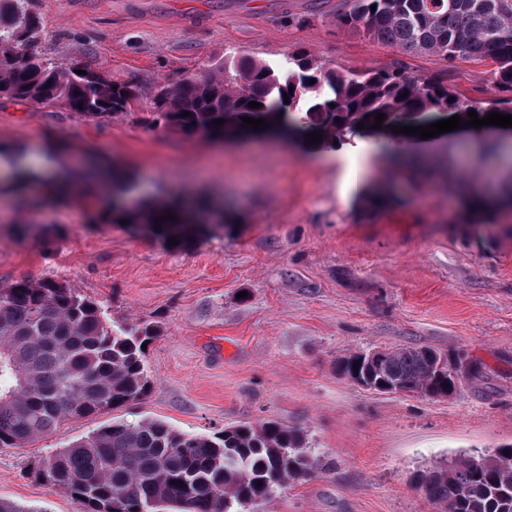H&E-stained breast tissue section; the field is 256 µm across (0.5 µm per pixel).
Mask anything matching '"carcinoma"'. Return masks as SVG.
Returning <instances> with one entry per match:
<instances>
[{
  "mask_svg": "<svg viewBox=\"0 0 512 512\" xmlns=\"http://www.w3.org/2000/svg\"><path fill=\"white\" fill-rule=\"evenodd\" d=\"M31 0H0V98L34 106H64L87 118L123 115L136 100L77 61L60 62L25 51L38 29ZM376 9H371V5ZM336 25L380 44L428 55L444 67L418 75L406 63L385 70L339 69L306 52L288 57V69L242 58L194 75L157 94L150 122L186 138L252 134L244 117L263 119L267 129L302 139L322 133L334 141L378 113L381 149L400 153L398 141L415 134L392 132L396 125L428 126L474 110L512 116V0H351ZM458 61L490 62L487 87L469 90L448 83ZM293 92L289 102L283 93ZM261 103L259 108L249 102ZM190 115L185 116L183 112ZM223 120L220 126L214 122ZM482 161L495 162L500 144L478 138ZM15 187L40 178L23 150L0 144V167ZM448 189L464 208L487 211L493 201L464 196L463 179L448 176ZM126 223L167 241L205 232L223 222L208 200L186 206L171 192L141 198L135 208L113 207ZM171 214L174 219H164ZM158 336L155 326L114 325L101 305L55 280H23L0 287V448H21L68 420L105 414L140 401L151 388L143 345ZM428 346L388 349L363 379L374 387L399 385L425 398L457 397L463 382L439 364ZM325 467L307 445L305 432L278 421L241 423L212 435L191 434L157 419L114 421L47 454L37 476L81 500L86 512H246ZM424 496L438 512H512V445L491 454L459 456L419 476Z\"/></svg>",
  "mask_w": 512,
  "mask_h": 512,
  "instance_id": "carcinoma-1",
  "label": "carcinoma"
}]
</instances>
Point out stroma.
<instances>
[{"instance_id":"stroma-1","label":"stroma","mask_w":512,"mask_h":512,"mask_svg":"<svg viewBox=\"0 0 512 512\" xmlns=\"http://www.w3.org/2000/svg\"><path fill=\"white\" fill-rule=\"evenodd\" d=\"M350 0H37L35 52L75 59L131 85L128 115L101 121L63 107L0 98V143L59 166H114L140 194L194 191L224 222L169 244L97 205L28 208L0 192V285L53 279L97 300L115 324L151 322V389L139 402L63 423L0 448V499L32 512H85L38 480L52 449L99 425L146 417L210 434L277 420L306 431L326 468L250 512H437L414 476L461 455L512 444V207L488 224L460 221L442 180H398L363 207L343 187L352 138L312 155L284 137L187 139L145 127L161 87L228 57L273 66L310 51L377 70L401 58L413 73L441 63L340 31ZM464 351L478 372L461 396L380 394L340 376L358 351L404 346Z\"/></svg>"}]
</instances>
